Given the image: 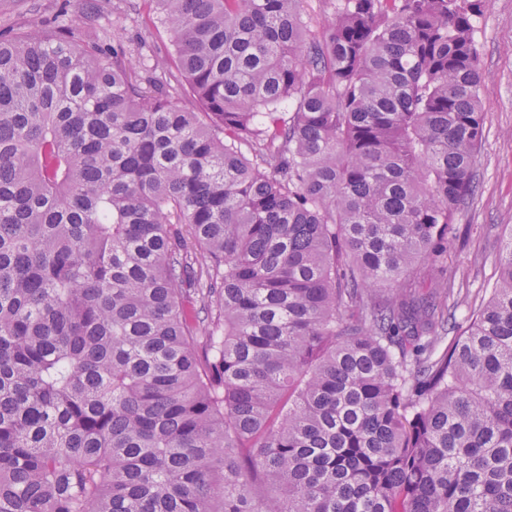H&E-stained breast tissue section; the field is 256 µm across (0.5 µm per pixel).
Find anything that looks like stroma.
<instances>
[{"mask_svg": "<svg viewBox=\"0 0 512 512\" xmlns=\"http://www.w3.org/2000/svg\"><path fill=\"white\" fill-rule=\"evenodd\" d=\"M100 7L108 46L122 48L134 71L172 58L171 35L150 0H101ZM77 14L75 0H0V33ZM474 37L484 74L485 138L477 150L476 191L455 216L458 233L448 248V277L469 291L457 313L461 323L487 301L498 276L497 257L512 233V0H487Z\"/></svg>", "mask_w": 512, "mask_h": 512, "instance_id": "35a3bbf8", "label": "stroma"}]
</instances>
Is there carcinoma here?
<instances>
[{"label":"carcinoma","mask_w":512,"mask_h":512,"mask_svg":"<svg viewBox=\"0 0 512 512\" xmlns=\"http://www.w3.org/2000/svg\"><path fill=\"white\" fill-rule=\"evenodd\" d=\"M85 2L0 40V512H512L485 0H154L141 76ZM474 37L484 74L485 138L477 150L475 194L456 213L458 233L448 247V280L470 288L457 313L463 325L490 295L512 225V0H487Z\"/></svg>","instance_id":"1"}]
</instances>
